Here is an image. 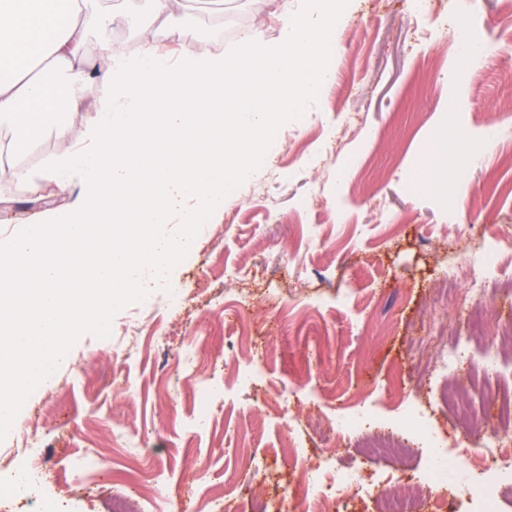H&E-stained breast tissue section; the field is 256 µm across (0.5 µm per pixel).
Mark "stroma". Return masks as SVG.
<instances>
[{"mask_svg": "<svg viewBox=\"0 0 512 512\" xmlns=\"http://www.w3.org/2000/svg\"><path fill=\"white\" fill-rule=\"evenodd\" d=\"M284 0H185L177 17L154 22L152 43L200 55L231 51L248 34L279 36ZM105 21L86 52L104 69L105 39L133 46L116 21L122 0H100ZM468 29L494 51L468 77L459 68V33ZM335 80L300 117L284 123L278 152L224 199L191 251L176 264L184 293L172 306L162 289L123 307L108 338L81 334L55 383L23 404L31 419L0 440V459L27 433L47 443L55 481L80 501L76 512H142L139 489L156 472L169 476L154 512H209L203 489L223 495L266 492L274 512H302L300 480L288 465L289 441L379 472L408 474L404 489L427 490L424 459L365 458L362 440L317 430L318 420L362 402L376 415L366 437L398 430L406 401L431 415L445 441L467 440L485 427L486 393L427 368L415 344L447 288L449 262L512 229V0H355L336 33ZM48 165L60 148L50 134L24 159ZM430 172L428 182L414 178ZM71 195L54 183L0 179V239L65 207ZM242 279L229 280L236 269ZM253 298L238 327L224 323L234 291ZM500 321L473 331L477 307L448 299V321L472 347L495 343L512 357V295L496 301ZM265 352L264 379L244 389L238 368L249 349ZM197 373L184 372L185 351ZM220 386L207 430L194 431L196 382ZM460 392L464 413L436 397ZM297 400L289 414L278 403ZM94 456L80 480L69 459Z\"/></svg>", "mask_w": 512, "mask_h": 512, "instance_id": "35a3bbf8", "label": "stroma"}]
</instances>
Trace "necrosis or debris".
Returning a JSON list of instances; mask_svg holds the SVG:
<instances>
[{
    "label": "necrosis or debris",
    "instance_id": "4bbe7bcc",
    "mask_svg": "<svg viewBox=\"0 0 512 512\" xmlns=\"http://www.w3.org/2000/svg\"><path fill=\"white\" fill-rule=\"evenodd\" d=\"M502 250L503 241L498 238L463 264L449 266V284L465 281L469 303L491 301L490 283L512 285V260L501 261ZM435 343L436 371L457 373L463 366L475 364L485 377L503 373L507 367L493 344L475 352L458 336L439 335ZM492 398L498 408L497 419L487 426L478 445L441 444L424 411L411 404L405 407L402 431L426 450L428 494L409 503L400 501L393 481L375 489L366 481L361 467H342L335 457L324 455L315 464L302 467L306 508L311 510L330 501L336 512H350L355 499L369 497L376 505L375 512H457L461 501L466 502L467 512H503V504H512V387L495 386ZM42 446L41 438L26 439L21 458L0 466V479L8 484L10 492L35 499L45 497L49 467Z\"/></svg>",
    "mask_w": 512,
    "mask_h": 512
}]
</instances>
